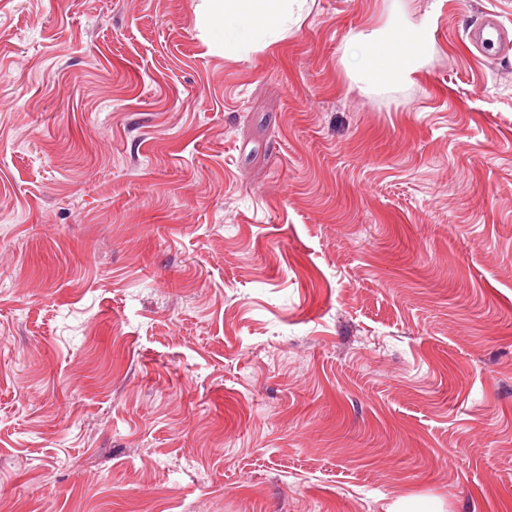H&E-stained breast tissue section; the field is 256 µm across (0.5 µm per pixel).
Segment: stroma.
<instances>
[{
	"label": "stroma",
	"instance_id": "35a3bbf8",
	"mask_svg": "<svg viewBox=\"0 0 512 512\" xmlns=\"http://www.w3.org/2000/svg\"><path fill=\"white\" fill-rule=\"evenodd\" d=\"M308 6L0 0V512H512V0ZM208 18L224 30V54L232 57L251 50L257 43L267 47L284 38L287 31L309 13L307 0H207ZM432 48L433 29L424 14L371 32H350L340 61L349 75L379 88L409 80Z\"/></svg>",
	"mask_w": 512,
	"mask_h": 512
}]
</instances>
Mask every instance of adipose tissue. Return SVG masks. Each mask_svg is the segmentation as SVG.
Returning <instances> with one entry per match:
<instances>
[{"instance_id":"adipose-tissue-1","label":"adipose tissue","mask_w":512,"mask_h":512,"mask_svg":"<svg viewBox=\"0 0 512 512\" xmlns=\"http://www.w3.org/2000/svg\"><path fill=\"white\" fill-rule=\"evenodd\" d=\"M307 0H208V18L224 33L232 57L262 40L277 42L308 15ZM433 48L428 16L390 23L346 38L341 63L349 75L379 88L406 82Z\"/></svg>"}]
</instances>
